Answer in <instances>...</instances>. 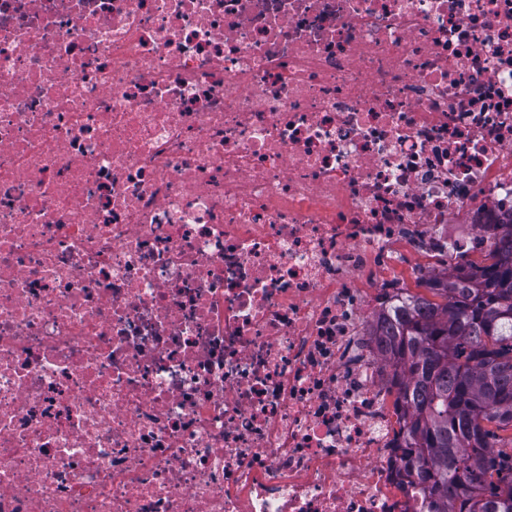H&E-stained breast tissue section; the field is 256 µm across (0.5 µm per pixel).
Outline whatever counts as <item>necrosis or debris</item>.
Returning <instances> with one entry per match:
<instances>
[{
    "mask_svg": "<svg viewBox=\"0 0 512 512\" xmlns=\"http://www.w3.org/2000/svg\"><path fill=\"white\" fill-rule=\"evenodd\" d=\"M512 216V0H0V512H422L369 327Z\"/></svg>",
    "mask_w": 512,
    "mask_h": 512,
    "instance_id": "obj_1",
    "label": "necrosis or debris"
}]
</instances>
